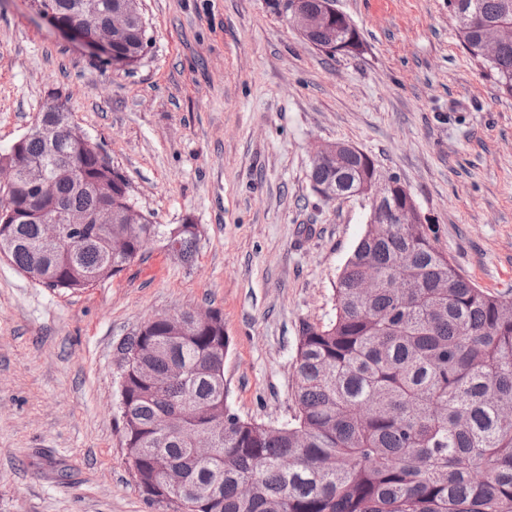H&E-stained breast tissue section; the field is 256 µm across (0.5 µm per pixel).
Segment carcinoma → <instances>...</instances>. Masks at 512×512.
<instances>
[{
    "label": "carcinoma",
    "mask_w": 512,
    "mask_h": 512,
    "mask_svg": "<svg viewBox=\"0 0 512 512\" xmlns=\"http://www.w3.org/2000/svg\"><path fill=\"white\" fill-rule=\"evenodd\" d=\"M79 0H41L44 14L70 20ZM107 18L123 7L130 28L112 39V65L128 69L149 38L139 0H98ZM458 39L481 62L502 94L512 97V41L484 57L485 27L512 24V0H448ZM358 31L335 27V43L351 55ZM63 153L81 168L53 176L54 191L33 203L29 184L0 191V250L47 288L80 291L119 275L142 256L143 242L167 243L178 224L141 215L127 224L130 182L97 154L37 132L18 158L41 165ZM352 190L373 176L367 155L342 153L335 164H311L313 183ZM112 204L114 223L90 224L81 238L42 237L41 213ZM125 238L112 254L107 242ZM199 234L180 232L181 258L193 261ZM403 288L360 293L365 268ZM336 313L303 327L292 363L296 414L280 426L239 416L224 384L229 338L214 323L186 336L165 315L117 348L125 445L138 486L173 466L180 497L199 512H512V295L476 286L436 245L427 224H368L338 277ZM194 429L210 433L213 454L195 455Z\"/></svg>",
    "instance_id": "obj_1"
}]
</instances>
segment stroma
<instances>
[{"instance_id": "stroma-1", "label": "stroma", "mask_w": 512, "mask_h": 512, "mask_svg": "<svg viewBox=\"0 0 512 512\" xmlns=\"http://www.w3.org/2000/svg\"><path fill=\"white\" fill-rule=\"evenodd\" d=\"M337 7L361 34L359 54L319 51L267 0H141L152 41L118 71L38 0H0V154L60 93L138 209L200 227L193 262L156 242L77 292L44 288L0 256V512H167L130 467L115 361L158 314L220 311L235 412L292 419L301 329L334 317L369 210L314 191L318 145L367 153L465 275L512 291V97L460 46L448 0Z\"/></svg>"}]
</instances>
